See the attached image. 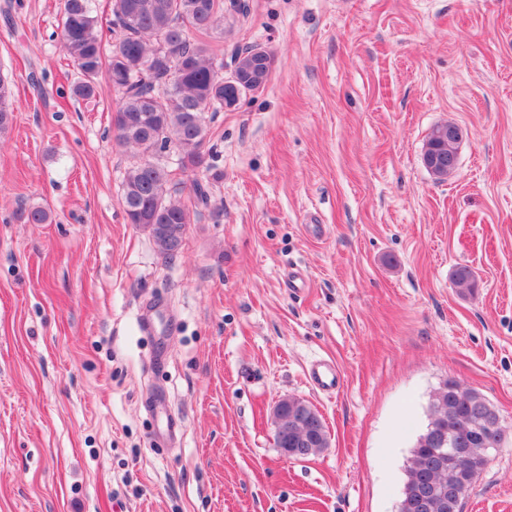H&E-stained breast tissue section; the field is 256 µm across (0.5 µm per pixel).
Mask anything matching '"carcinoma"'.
I'll return each mask as SVG.
<instances>
[{"label":"carcinoma","mask_w":512,"mask_h":512,"mask_svg":"<svg viewBox=\"0 0 512 512\" xmlns=\"http://www.w3.org/2000/svg\"><path fill=\"white\" fill-rule=\"evenodd\" d=\"M112 41L106 42L92 15L91 0H64L61 40L83 80L73 87L75 96L90 99L101 93L96 78L107 67V83L116 93L113 112V141L119 148L132 149L138 159L126 170L120 205L128 223L148 231L157 251L164 257L176 255L183 242L190 210L182 199L183 186L169 165L178 157L181 171L203 167L202 147L206 138V114L237 106L247 95L264 88L274 64L264 47H238L230 62L218 57L205 37L231 33L239 17L247 14L242 0H111ZM11 87L0 77V134L11 121ZM426 146L443 155L455 152L459 143L448 141L435 125ZM193 202L198 210L208 209L209 188L193 180ZM27 224H46L49 212L34 207L19 213ZM456 287L468 293L477 287L474 272L458 266L452 274ZM297 397L279 402L277 417L283 433L292 439L309 437L306 459L329 447L322 443L326 424L322 420L293 419ZM485 397L453 380L433 395L429 421L410 451L401 512H414L408 495L416 480L435 479L440 484L459 486L470 492L486 467L489 449L484 441L488 422L475 412V402ZM457 416L468 428L464 448L471 460L468 471L448 467L428 442L429 432L448 425Z\"/></svg>","instance_id":"obj_1"}]
</instances>
